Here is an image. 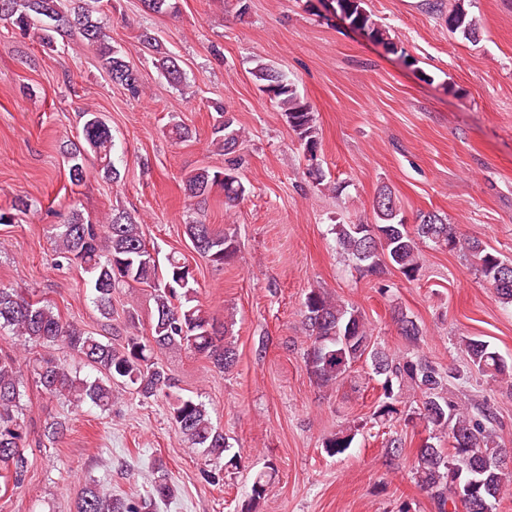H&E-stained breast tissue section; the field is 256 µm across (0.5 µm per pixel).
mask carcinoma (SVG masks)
Segmentation results:
<instances>
[{
	"label": "carcinoma",
	"instance_id": "obj_1",
	"mask_svg": "<svg viewBox=\"0 0 512 512\" xmlns=\"http://www.w3.org/2000/svg\"><path fill=\"white\" fill-rule=\"evenodd\" d=\"M98 4L99 0H0V20L11 21L23 33L40 31V43L48 48L56 46L57 37L62 34H77L84 45L95 51L112 83L136 96L140 93V79L130 75L125 52L112 46L110 37L94 18ZM341 5L349 23L373 41L393 45L389 30L364 8V0H341ZM480 29L481 19L464 8V0H458L448 11L450 32L475 39ZM138 41L168 84L184 85L185 73L179 59L162 49L154 34L144 30ZM253 75L260 82L261 91L270 95L285 115L303 153L320 151L312 107L300 96L288 74L259 62ZM212 137L219 150L228 155V161L187 174L184 191L187 197L201 203L218 189L224 193V207L230 209L246 194L237 174V159L232 157L244 139L222 108L217 109ZM113 147L111 129L101 114L85 112L81 138L64 149L71 183L80 184L86 179L89 153L95 155L104 177L119 179L112 161ZM374 213L375 232L369 237L358 224H338L335 228L338 247L356 260L364 273L377 276L388 263L407 280H415L421 267L416 239H428L450 251L467 253L497 296L512 304V267L479 241L460 237L456 225L449 223L447 217L437 212L422 213L415 232H409L396 196L387 186L375 198ZM185 233L188 239L200 243L199 254L212 262L223 264L235 253L234 235L227 230H214L201 218L185 225ZM54 242L59 257L89 275L103 317L112 315L113 292L133 283L152 290L155 308L151 335L131 333L116 347L65 319L52 305L32 299L27 292L0 287L1 332L8 331L35 348L66 347L101 373L92 381L81 379L64 364L43 357L37 360L34 373L44 393L105 408L112 405V383L119 380L135 387L145 399L166 396L172 378L158 355L172 349L198 355L225 374L232 371L236 350L198 299L195 270L181 257L171 255L165 270L159 271L158 261L140 252L144 243L141 224L131 214L114 211L107 223L92 224L75 212L66 223L56 225ZM303 309L313 336L306 366L320 385H335L356 362L365 359L373 373L382 378V400L373 413L375 424L398 420V391L409 386L421 394L418 419L433 431L449 432L450 448L444 450L425 442L417 449L413 466L417 482L437 500L439 512H494L497 502L506 495L512 496V449L503 448L496 441L494 407L485 401L473 409L451 396V381L464 380L461 372L444 371L421 356H400L373 342L358 310L318 288L305 294ZM394 319L406 339L416 341L422 336L421 327L403 312H394ZM461 345L473 368L494 381L512 384V367L487 342L464 337ZM23 389L24 378L16 357L0 351V477L15 488L24 483L29 465L26 448L30 432L19 418ZM170 417L188 448L205 458L203 479L212 485L224 483L225 473L238 467L239 461L235 454L227 456L230 448L224 432L214 425L206 405L191 397H177L170 403ZM352 441V433L342 430L325 441L324 449L331 455L340 454L350 448ZM175 493V486L163 476L154 481L145 497H103L90 485L82 492L76 512H148Z\"/></svg>",
	"mask_w": 512,
	"mask_h": 512
}]
</instances>
